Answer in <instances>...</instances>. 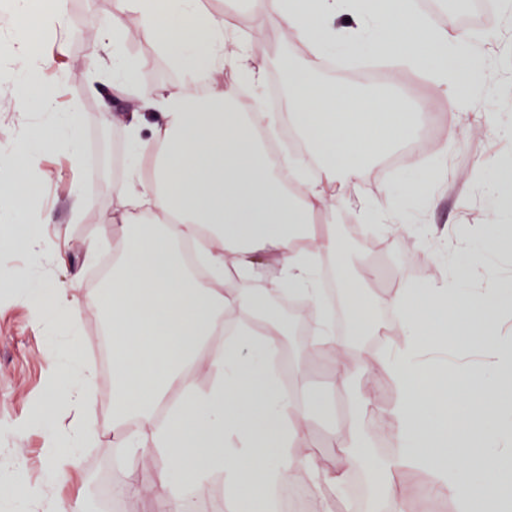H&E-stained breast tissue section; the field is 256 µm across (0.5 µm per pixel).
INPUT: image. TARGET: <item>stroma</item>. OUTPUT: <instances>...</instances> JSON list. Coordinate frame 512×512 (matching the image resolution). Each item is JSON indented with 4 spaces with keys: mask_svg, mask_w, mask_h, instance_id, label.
Instances as JSON below:
<instances>
[{
    "mask_svg": "<svg viewBox=\"0 0 512 512\" xmlns=\"http://www.w3.org/2000/svg\"><path fill=\"white\" fill-rule=\"evenodd\" d=\"M67 9V32L56 42L40 40L39 48L71 75L59 91L58 109L78 112L85 159L82 165H74L62 146L41 158L34 198L39 203L41 232L53 249L5 253L0 267L26 270L49 287L83 298L89 294V285L95 284L104 258L118 257L123 248L122 236L108 222L120 204L110 188L124 177L129 162L125 126L118 117L139 107V86L164 89L178 84L184 72L156 44L123 40L121 53L143 63L138 79L125 83L106 76L90 63L92 26H108L116 20L132 29L138 24L137 16L116 15L114 0H67ZM456 19L454 12H445L443 24L449 35L463 31ZM227 21L240 30L248 54L264 65L259 90L266 92L271 83L283 82V56L297 61L309 53L301 40L282 39L262 8L228 15ZM463 32L487 61L482 96L463 112L451 108L428 77L375 61L365 42L353 50L356 63L318 72L320 81L349 89L373 87V75H383L388 90L422 101L428 114L418 152L423 168H412L405 160L394 167L380 159L371 161L336 208L341 245L336 266L350 268L356 276L363 267L378 268L377 278L361 283L370 299L440 284L450 278L457 263L470 272L468 287L480 289L498 282L512 286V248L489 247L496 233L512 235V209L501 205L503 199L512 198V181L503 177L504 170L512 168V16H499L493 32L484 24ZM42 124L38 115L15 111L13 87L0 77V148L27 135H41ZM366 203L379 213H399L401 232L363 224L360 209ZM443 237L452 241V251L440 246ZM80 325V355L93 362L97 374L91 402L100 434L82 449L77 468L63 480L49 483L44 476L47 450L36 421L50 392L49 365L66 356L70 342L54 324L37 318L29 305L20 302L8 281L0 280V472L12 470L15 460H23L25 483L45 491L44 502L35 512H53L58 504L68 512H98L97 488L114 471L112 372L92 351L103 324L86 308ZM309 327L310 311L300 308L284 349L291 363L303 365L302 370L292 371V381L312 388L334 364L308 360Z\"/></svg>",
    "mask_w": 512,
    "mask_h": 512,
    "instance_id": "35a3bbf8",
    "label": "stroma"
}]
</instances>
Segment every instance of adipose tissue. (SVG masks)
<instances>
[{
	"label": "adipose tissue",
	"mask_w": 512,
	"mask_h": 512,
	"mask_svg": "<svg viewBox=\"0 0 512 512\" xmlns=\"http://www.w3.org/2000/svg\"><path fill=\"white\" fill-rule=\"evenodd\" d=\"M119 13L134 12L130 36L159 41L184 69L182 82L161 91L140 86L139 98L162 117L142 139L139 115L127 124L144 161L114 185L121 207L111 223L125 240L104 292L86 298L112 338V410L132 420L136 431L113 430L116 447L142 456L147 478L126 483L141 495L147 480L166 483L161 512H196L186 486L219 476L230 488L228 512H268V487L283 488L297 472L309 475L314 493L342 490L355 467L366 464L364 440L355 426L332 430L339 454L324 465L302 435L310 414L329 415L337 386L358 370L379 369L398 390L381 408L397 423V451L377 461L376 498L389 512H413L415 490L397 489L399 468L430 473L427 493L452 499L457 512H512V357L481 371L458 365L437 380L432 356L448 347L499 350L500 314L512 306L503 287L465 288V265L452 282L406 289L388 299L390 323L400 343L383 357L360 344L341 362L336 385L311 391V413L277 395L271 360L288 333V322L270 313L273 292L290 289L311 310V356L338 351L336 326L315 272L335 258L336 186L359 179L368 161L418 133L416 115L388 92L356 94L322 85L316 78L321 50L368 39L371 53L401 69L421 71L463 110L480 96L486 60L464 35L449 36L431 14L411 0H266L281 33L296 34L310 49L302 62L283 60L288 116L300 134L302 153L273 158L267 139L280 121L275 112L246 106L224 87V62L233 59L251 83L263 71L243 50L239 33L220 12H205L196 0H116ZM7 51L16 82V108L45 115L44 134L0 151V212L7 233L23 228L26 250L48 248L27 202L38 155L65 143L81 162L77 114H57L54 87L42 82L51 62L34 47L28 31L16 32ZM323 223L312 221L315 211ZM263 266L277 277L268 287L249 288ZM17 296L56 316L60 329L77 338L74 300L42 287L29 273L5 272ZM206 361L211 380L195 387L190 373ZM77 354L53 362L51 403L72 402L77 415L58 428L52 413L40 420L50 449L45 478L66 477L78 451L96 429L84 415L90 371Z\"/></svg>",
	"instance_id": "1"
}]
</instances>
